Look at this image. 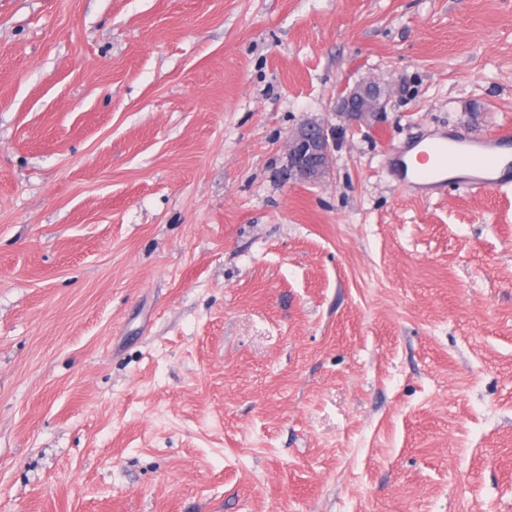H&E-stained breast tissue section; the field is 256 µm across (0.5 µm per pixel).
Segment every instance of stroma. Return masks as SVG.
<instances>
[{
	"mask_svg": "<svg viewBox=\"0 0 512 512\" xmlns=\"http://www.w3.org/2000/svg\"><path fill=\"white\" fill-rule=\"evenodd\" d=\"M505 128L512 0H0V512H512V187L389 173ZM345 96L344 106L346 107H343L342 110L354 116L383 112L387 103V98L376 84L355 87ZM352 99L355 101V107L351 104ZM291 177L316 180L329 166L331 148L328 134L320 126H308L288 139Z\"/></svg>",
	"mask_w": 512,
	"mask_h": 512,
	"instance_id": "obj_1",
	"label": "stroma"
}]
</instances>
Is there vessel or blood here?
Wrapping results in <instances>:
<instances>
[{
    "instance_id": "1",
    "label": "vessel or blood",
    "mask_w": 512,
    "mask_h": 512,
    "mask_svg": "<svg viewBox=\"0 0 512 512\" xmlns=\"http://www.w3.org/2000/svg\"><path fill=\"white\" fill-rule=\"evenodd\" d=\"M512 143L506 138L486 135L467 141L442 136L423 143L417 155L418 167H409L403 154L393 158V169L400 184L415 182L432 190L444 183L449 162L469 167L468 184L477 190H498L512 184V157L507 150Z\"/></svg>"
}]
</instances>
